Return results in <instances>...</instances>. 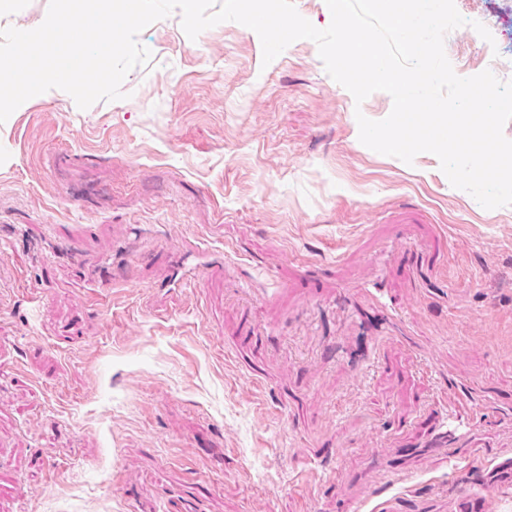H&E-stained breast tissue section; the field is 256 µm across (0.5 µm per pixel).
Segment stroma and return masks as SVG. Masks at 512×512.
<instances>
[{"instance_id": "stroma-1", "label": "stroma", "mask_w": 512, "mask_h": 512, "mask_svg": "<svg viewBox=\"0 0 512 512\" xmlns=\"http://www.w3.org/2000/svg\"><path fill=\"white\" fill-rule=\"evenodd\" d=\"M455 6L454 72L512 80V0ZM48 7L8 0L0 31ZM137 40L124 99L52 89L0 123V512H512V205L364 146L392 98L356 103L311 40L266 65L177 11ZM407 246L408 342L358 290ZM452 377L485 402L477 460L429 444Z\"/></svg>"}]
</instances>
